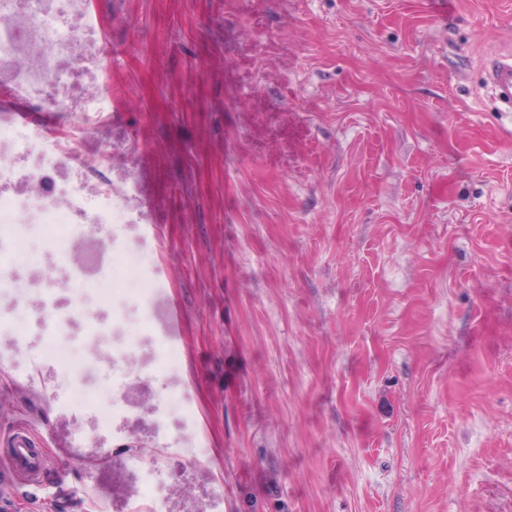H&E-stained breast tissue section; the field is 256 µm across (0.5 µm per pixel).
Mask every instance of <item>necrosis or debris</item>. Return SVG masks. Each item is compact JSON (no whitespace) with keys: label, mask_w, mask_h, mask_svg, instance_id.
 Here are the masks:
<instances>
[{"label":"necrosis or debris","mask_w":512,"mask_h":512,"mask_svg":"<svg viewBox=\"0 0 512 512\" xmlns=\"http://www.w3.org/2000/svg\"><path fill=\"white\" fill-rule=\"evenodd\" d=\"M104 42L91 0H0V332L12 338L0 358L19 378L38 383L33 348L51 344L62 373L98 382L107 401L94 421L103 428L135 406L143 334L164 316L155 291L166 279L142 230L137 175L111 169L108 148H88L118 93L106 75ZM50 118L59 123L53 135L45 130ZM39 237L54 247L57 271L72 269L73 252L82 249V276L68 283L64 308L57 289H42V310L31 314L30 330L19 331L13 308L29 282L14 260ZM107 289L105 323L89 305ZM192 424L190 400L173 422L161 399L147 445L116 435L107 456L146 473L141 493L121 512H169L161 478L168 461L178 456L206 465L205 456L182 444Z\"/></svg>","instance_id":"4bbe7bcc"}]
</instances>
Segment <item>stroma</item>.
I'll list each match as a JSON object with an SVG mask.
<instances>
[{"label": "stroma", "instance_id": "35a3bbf8", "mask_svg": "<svg viewBox=\"0 0 512 512\" xmlns=\"http://www.w3.org/2000/svg\"><path fill=\"white\" fill-rule=\"evenodd\" d=\"M122 88L91 140L143 175L180 310L189 512H512V112L484 82L512 0H97ZM0 366V438L45 440L0 512L135 490L84 409Z\"/></svg>", "mask_w": 512, "mask_h": 512}]
</instances>
